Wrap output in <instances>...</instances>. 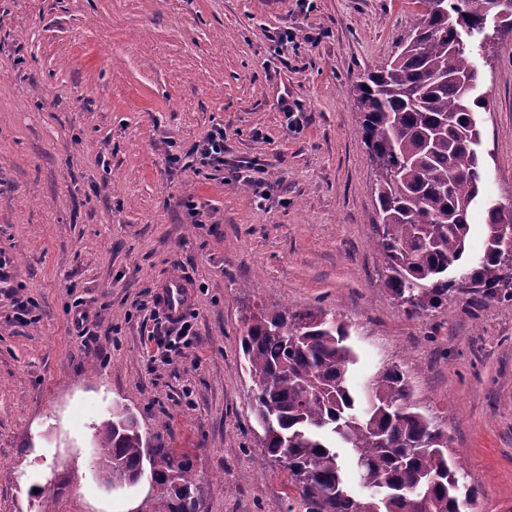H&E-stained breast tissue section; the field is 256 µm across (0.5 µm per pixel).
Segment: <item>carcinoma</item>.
Wrapping results in <instances>:
<instances>
[{
	"instance_id": "obj_1",
	"label": "carcinoma",
	"mask_w": 512,
	"mask_h": 512,
	"mask_svg": "<svg viewBox=\"0 0 512 512\" xmlns=\"http://www.w3.org/2000/svg\"><path fill=\"white\" fill-rule=\"evenodd\" d=\"M416 0L415 34L395 60L359 84L361 133L370 158L382 162L373 192L380 224L375 250L386 286L409 312L448 304L453 293L512 305L501 287L503 242L512 209H488L483 251L469 254V215L482 191L475 149L479 71L467 27L497 20L499 0ZM241 338L255 385L260 454L284 461L305 512H465L475 498L448 435L412 400L397 364L363 387L353 380L357 354L343 322L311 309L262 311ZM96 461L112 487L139 482L145 468L164 486L153 512H200L203 499L190 462L169 448H150L135 420L116 416L96 427ZM350 462L361 491L346 478Z\"/></svg>"
}]
</instances>
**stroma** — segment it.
<instances>
[{
	"mask_svg": "<svg viewBox=\"0 0 512 512\" xmlns=\"http://www.w3.org/2000/svg\"><path fill=\"white\" fill-rule=\"evenodd\" d=\"M417 13L413 0H0V249L37 304L21 324L0 301V512H151L149 478L109 491L98 477L95 428L116 410L187 455L204 512H284L288 474L259 456L240 344L265 307L348 323L358 384L400 363L478 492L469 512H512V305L454 295L410 316L374 249L358 85ZM491 35L474 252L487 201L512 207V32ZM217 127L222 169H169ZM252 160L275 187L264 202L237 177ZM177 274L197 338L158 365L147 334Z\"/></svg>",
	"mask_w": 512,
	"mask_h": 512,
	"instance_id": "35a3bbf8",
	"label": "stroma"
}]
</instances>
